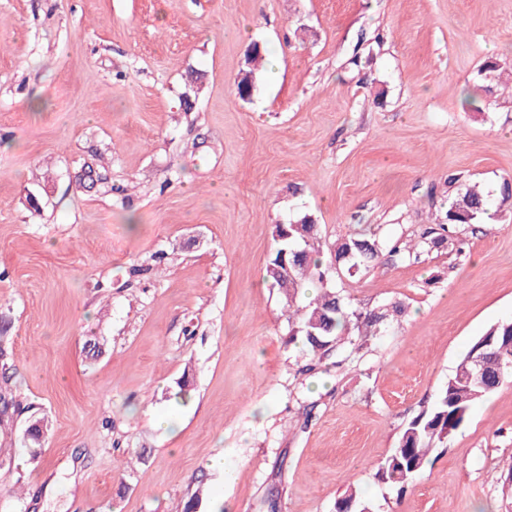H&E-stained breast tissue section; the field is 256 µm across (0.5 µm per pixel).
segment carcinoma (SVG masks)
<instances>
[{
	"label": "carcinoma",
	"instance_id": "carcinoma-1",
	"mask_svg": "<svg viewBox=\"0 0 512 512\" xmlns=\"http://www.w3.org/2000/svg\"><path fill=\"white\" fill-rule=\"evenodd\" d=\"M488 205V196L469 186L450 201L437 225L446 233L458 224H478ZM273 237L275 248L265 278L279 288L294 335L300 337L312 358L329 355L348 330L377 329L387 319L385 312L363 316L350 310L328 276L331 269L349 273L360 269L377 255L375 243L350 237L336 244L334 255L326 259L316 225L305 217L274 225ZM309 284L317 285L319 291L309 305L299 307L297 294ZM511 380L512 320H504L490 326L470 345L434 404L403 429L395 448L378 468L377 479L403 488L424 471L438 445L465 422L472 404ZM42 421L44 418L35 415L28 420L29 444L35 448L42 445L46 428Z\"/></svg>",
	"mask_w": 512,
	"mask_h": 512
}]
</instances>
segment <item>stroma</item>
I'll list each match as a JSON object with an SVG mask.
<instances>
[{
    "label": "stroma",
    "mask_w": 512,
    "mask_h": 512,
    "mask_svg": "<svg viewBox=\"0 0 512 512\" xmlns=\"http://www.w3.org/2000/svg\"><path fill=\"white\" fill-rule=\"evenodd\" d=\"M489 58L512 72V0H0V512H336L353 488L371 512H512V383L404 493L375 477L512 319ZM473 183L490 218L423 244ZM306 215L324 247L377 240L334 283L388 314L320 360L264 278L274 226Z\"/></svg>",
    "instance_id": "obj_1"
}]
</instances>
